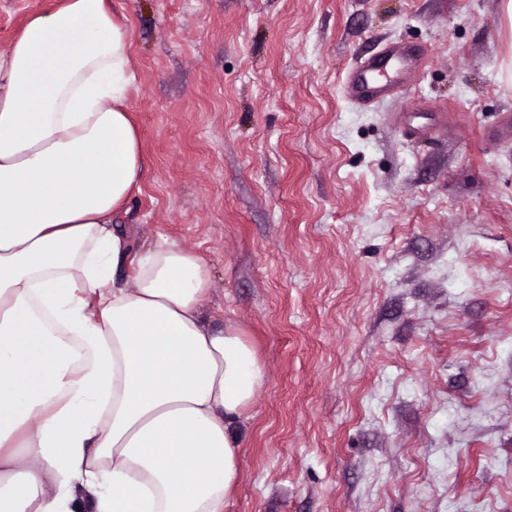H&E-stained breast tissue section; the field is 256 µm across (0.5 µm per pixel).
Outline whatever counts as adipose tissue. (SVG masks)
Returning <instances> with one entry per match:
<instances>
[{"mask_svg":"<svg viewBox=\"0 0 512 512\" xmlns=\"http://www.w3.org/2000/svg\"><path fill=\"white\" fill-rule=\"evenodd\" d=\"M134 84L110 0H60L0 51V512H224L239 480L264 369L205 322V260L123 225Z\"/></svg>","mask_w":512,"mask_h":512,"instance_id":"adipose-tissue-1","label":"adipose tissue"}]
</instances>
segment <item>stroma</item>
Here are the masks:
<instances>
[{
  "mask_svg": "<svg viewBox=\"0 0 512 512\" xmlns=\"http://www.w3.org/2000/svg\"><path fill=\"white\" fill-rule=\"evenodd\" d=\"M58 0H0V50ZM131 232L203 256L255 348L224 512H512V30L502 0H111ZM419 70L364 107L351 68ZM413 60L402 46H391L352 71L346 80L348 94L358 101H369L389 89L388 83L381 84L379 78H387L389 71L407 72L412 69Z\"/></svg>",
  "mask_w": 512,
  "mask_h": 512,
  "instance_id": "1",
  "label": "stroma"
}]
</instances>
